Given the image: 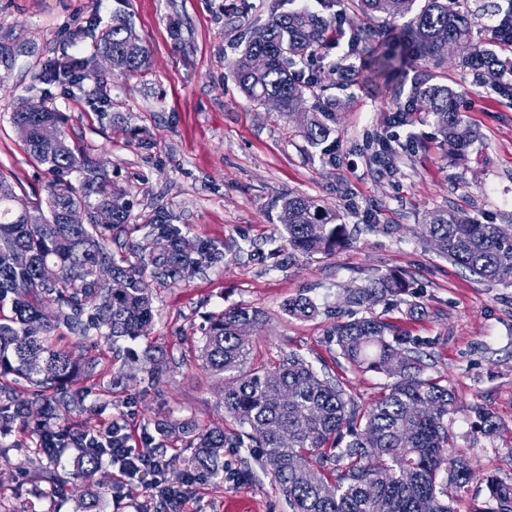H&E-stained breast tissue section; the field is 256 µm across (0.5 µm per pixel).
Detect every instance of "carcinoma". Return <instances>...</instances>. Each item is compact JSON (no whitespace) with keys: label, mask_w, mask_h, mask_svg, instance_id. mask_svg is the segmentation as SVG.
<instances>
[{"label":"carcinoma","mask_w":512,"mask_h":512,"mask_svg":"<svg viewBox=\"0 0 512 512\" xmlns=\"http://www.w3.org/2000/svg\"><path fill=\"white\" fill-rule=\"evenodd\" d=\"M353 12L369 20L383 14L403 20L380 50L372 48L376 29L350 28L348 54L367 56L365 62L384 77L405 72L410 58L429 61L446 57L448 43L456 46L460 65L479 85L502 82L512 74V59L485 48L475 38L476 17L467 0H348ZM336 17L307 8L273 13L251 31L232 62L240 91L255 102H280V112L295 124L306 142L335 158L336 117L330 105L318 102L298 110L296 102L313 95L325 81L341 79L346 68L333 62L301 81L294 68L321 58ZM112 52L123 75L146 72L149 52L127 23L106 27L95 52ZM36 80L62 90L92 81L98 99L107 92L97 82L91 58L50 59ZM457 90L426 77H416L409 101L425 104L443 140L466 151L477 134L464 124L457 107ZM46 121L63 124L62 113L23 112L16 107L11 122L20 132L32 163L51 176L46 185V209L16 206L14 184L0 176V393L14 378L33 389L30 400L6 395L0 401V448H18L4 428L26 422L32 407L44 423L31 431L32 444L50 457L71 444V431L54 430L48 423L70 408L83 405V396L67 390L79 374L69 352L55 342L64 326L78 336L95 334L109 341L137 337L153 318V289L144 269L176 283L203 267L221 263L224 254L205 243L184 247L182 229L162 212L146 220V243L131 256L112 251V231L129 223L133 203L95 160L62 136L53 143L40 137ZM76 180H71V175ZM85 211V224H70L65 214ZM319 200L290 193L281 199L279 221L289 247L304 254L331 253L345 245V225ZM424 239L442 255L477 279L512 283V230L481 223L454 210H435L424 224ZM125 287L115 291L109 280ZM408 284L384 274L347 296L352 313L331 327L344 359L358 371L394 379L369 407L351 403L337 380L315 371L295 353L282 356L271 368L252 365V344L243 329L257 334L265 326L262 312L232 308L210 317L202 339L203 368L224 376V409L243 430L226 433L202 428L192 435L189 463L214 480L224 478V449L257 448L258 462L288 498L291 512H455L453 494L465 489L475 475L473 461L453 447L445 418L458 410L456 397L437 378L424 377L422 343L402 338L394 326L374 315L371 306L381 298L406 292ZM9 314H4V308ZM285 313L296 319L317 314L307 296L289 300ZM475 426L488 437L500 429L484 407L469 408ZM292 440L281 442L282 433ZM102 449L85 444L82 463L96 470ZM493 512H512V482L485 479ZM105 493L86 490L75 500L74 512H104Z\"/></svg>","instance_id":"carcinoma-1"}]
</instances>
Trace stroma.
<instances>
[{"label":"stroma","instance_id":"obj_1","mask_svg":"<svg viewBox=\"0 0 512 512\" xmlns=\"http://www.w3.org/2000/svg\"><path fill=\"white\" fill-rule=\"evenodd\" d=\"M319 10L318 0H0V175L21 186L20 198L36 206L47 176L24 152L9 116L19 100H43L63 113V130L100 160L133 202L120 239L141 242L147 216L161 211L193 242L224 254L221 264L173 284L153 285L154 318L137 340L109 343L68 335L78 363L96 361L100 378L84 377L82 406L66 415L72 429L104 428L120 420L137 448L171 458V477L185 473L192 455L188 435H161L176 419L199 428L235 429L224 411V378L198 361L212 314L231 307L268 317L253 336V363H273L296 353L321 373L339 377L356 405L367 407L390 385L389 377L353 370L329 330L347 314L348 290L389 273L402 274L406 294L376 303L372 311L399 335L423 342L426 375L445 378L462 405L449 415L456 448L477 459V477L454 506L468 512L487 501L484 478L512 481V285L478 280L422 240L428 212L454 209L512 225V98L478 86L453 59L416 62L402 79L383 86L369 73L327 85L335 105L339 142L335 159L321 157L292 122L249 100L236 86L231 64L240 41L271 12ZM131 19L151 66L123 76L98 64L108 105L91 84L62 92L38 85L35 75L50 58L90 56L113 18ZM84 27L79 41L71 31ZM464 91L462 118L481 143L465 155L448 151L435 123L419 111L404 124L390 115L407 101L416 72ZM397 152L388 163L372 156L379 141ZM299 193L320 200L345 224L348 240L330 254L305 256L288 246L276 200ZM310 296L320 313L288 317L284 303ZM418 312H411V305ZM163 371L149 380L151 365ZM481 404L500 424L487 437L474 426L469 405ZM75 449L59 463L33 461L25 448L0 450V512H73L86 488H108L105 512H169L150 497L153 475L116 484L118 467L103 463L82 474ZM189 512H290L288 504L242 450L224 451V481L201 477Z\"/></svg>","mask_w":512,"mask_h":512}]
</instances>
